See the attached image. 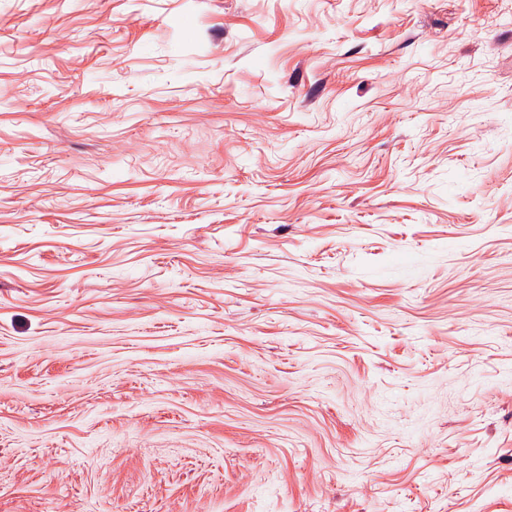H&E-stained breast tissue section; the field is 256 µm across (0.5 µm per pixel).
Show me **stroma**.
<instances>
[{
  "label": "stroma",
  "mask_w": 512,
  "mask_h": 512,
  "mask_svg": "<svg viewBox=\"0 0 512 512\" xmlns=\"http://www.w3.org/2000/svg\"><path fill=\"white\" fill-rule=\"evenodd\" d=\"M0 512H512V0H0Z\"/></svg>",
  "instance_id": "35a3bbf8"
}]
</instances>
